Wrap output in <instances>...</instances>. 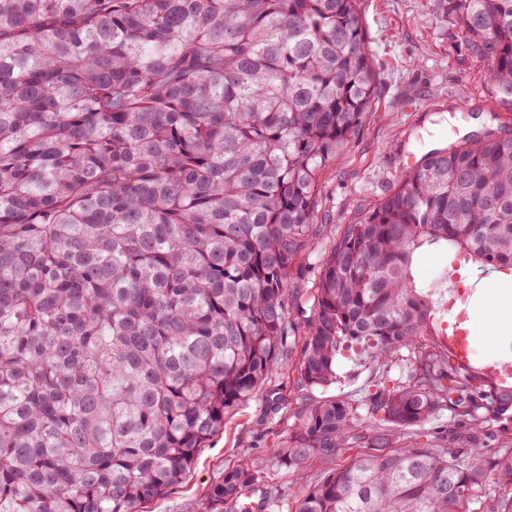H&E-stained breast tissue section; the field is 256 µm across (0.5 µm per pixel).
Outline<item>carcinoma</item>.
I'll list each match as a JSON object with an SVG mask.
<instances>
[{
	"label": "carcinoma",
	"mask_w": 512,
	"mask_h": 512,
	"mask_svg": "<svg viewBox=\"0 0 512 512\" xmlns=\"http://www.w3.org/2000/svg\"><path fill=\"white\" fill-rule=\"evenodd\" d=\"M512 112V0H437ZM363 0H0V512H145L287 346L290 274L319 171L373 111ZM512 268V137L424 154L322 259L293 363L306 392L346 351L357 403L302 396L206 512H512V448H395L448 414L512 422V381L456 364L415 254ZM402 369L387 386L390 369ZM306 489L295 473L348 451Z\"/></svg>",
	"instance_id": "carcinoma-1"
}]
</instances>
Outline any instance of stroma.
Here are the masks:
<instances>
[{
    "label": "stroma",
    "mask_w": 512,
    "mask_h": 512,
    "mask_svg": "<svg viewBox=\"0 0 512 512\" xmlns=\"http://www.w3.org/2000/svg\"><path fill=\"white\" fill-rule=\"evenodd\" d=\"M364 22L380 76L379 102L347 149L318 174L320 228L292 274L301 289L312 288L325 251L359 209L378 203L413 160L447 147L448 119L458 104L468 108L458 123L460 137L486 128L512 132V112L496 101L487 65L468 56L463 34L435 0H365ZM413 275L418 283L442 282L464 293L477 355H501L512 345L511 283L486 295L477 285L478 265H459L449 249H424ZM337 372L338 382L312 390V397L358 400L373 378L368 363L351 357L340 360ZM272 396L281 402L275 414L267 411ZM300 396L296 372L278 358L261 392L225 415L223 430L201 449L190 472L148 512H205L208 491L225 469L252 466L284 435Z\"/></svg>",
    "instance_id": "1"
}]
</instances>
